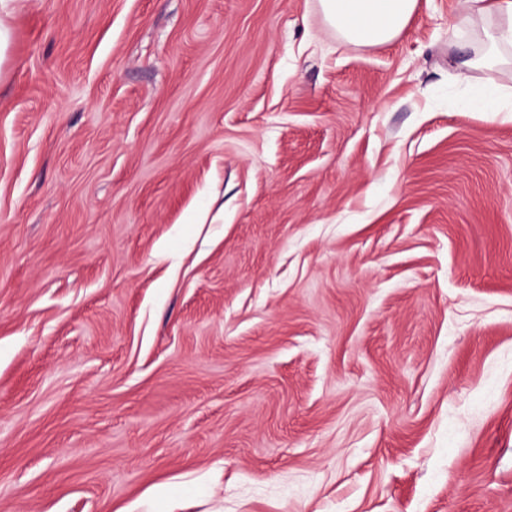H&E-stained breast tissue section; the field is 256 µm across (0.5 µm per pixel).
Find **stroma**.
<instances>
[{"mask_svg":"<svg viewBox=\"0 0 512 512\" xmlns=\"http://www.w3.org/2000/svg\"><path fill=\"white\" fill-rule=\"evenodd\" d=\"M457 7L21 0L0 512H512V68ZM325 22L347 43L377 46L398 37L418 0H320ZM470 102L479 112H512V92L503 93L497 89L476 88L472 91Z\"/></svg>","mask_w":512,"mask_h":512,"instance_id":"obj_1","label":"stroma"}]
</instances>
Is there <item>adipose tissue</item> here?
<instances>
[{"label": "adipose tissue", "mask_w": 512, "mask_h": 512, "mask_svg": "<svg viewBox=\"0 0 512 512\" xmlns=\"http://www.w3.org/2000/svg\"><path fill=\"white\" fill-rule=\"evenodd\" d=\"M325 22L347 43L377 46L398 37L418 0H320ZM458 25L483 33L494 44L512 46V0H458Z\"/></svg>", "instance_id": "ef3b65f1"}]
</instances>
